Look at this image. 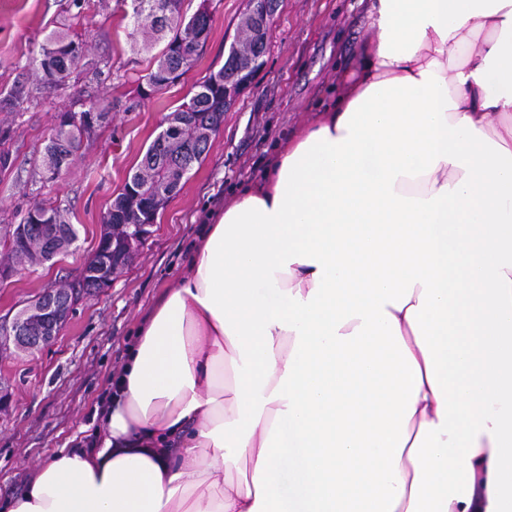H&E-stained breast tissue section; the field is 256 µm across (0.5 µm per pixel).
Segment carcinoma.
Wrapping results in <instances>:
<instances>
[{
    "label": "carcinoma",
    "mask_w": 512,
    "mask_h": 512,
    "mask_svg": "<svg viewBox=\"0 0 512 512\" xmlns=\"http://www.w3.org/2000/svg\"><path fill=\"white\" fill-rule=\"evenodd\" d=\"M121 4H130V18L134 27L148 25V43L162 42L164 47L154 57V68L146 75L151 91L175 82L185 75L197 60L211 33L213 17L198 11L191 15L183 12V0H118ZM70 46L73 52L64 51ZM83 58V43L76 35L53 33L42 45L39 66L43 72L44 83L60 87L68 85L78 72ZM224 81V68H219L200 84L195 86L187 103L179 104L175 111H188L186 128L202 121L213 127L218 134L224 124V96L214 86ZM183 152L171 154L168 140L157 136L148 146L138 166V170L153 172L154 180L145 188V192L174 195L180 188V179L184 178L194 165L201 162L208 152L211 141L195 139L187 131L182 133ZM81 147V138L75 128L64 122L55 124L54 133L44 148V155L55 160L56 172L66 168L73 155ZM181 169L179 179L170 181L168 170L170 163ZM147 217L146 212L127 207L116 213H108V224H140ZM20 223L30 237L41 239L45 245L63 242L72 244L77 240V231L58 206L37 203L21 218ZM69 293L83 294L87 297L98 293L96 277L78 276L66 285Z\"/></svg>",
    "instance_id": "obj_1"
}]
</instances>
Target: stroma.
<instances>
[{
    "label": "stroma",
    "mask_w": 512,
    "mask_h": 512,
    "mask_svg": "<svg viewBox=\"0 0 512 512\" xmlns=\"http://www.w3.org/2000/svg\"><path fill=\"white\" fill-rule=\"evenodd\" d=\"M213 26L185 78L151 97L143 75L158 46L134 29L117 0H0V228L37 203L66 209L78 230L71 252L0 285V317L44 286L72 279L96 248L113 198L160 130L164 113L224 63L247 0H210ZM367 0H283L263 69L224 114L211 147L157 216L153 234L109 288L81 302L57 342L35 354H0L11 402L0 413V506L60 450L98 439L95 414L110 392L141 320L184 273V256L206 214L239 184L259 180L276 142L313 123L340 93L350 60L371 31ZM81 34L76 79L44 84L36 66L51 33ZM95 104L103 123L83 139L63 176L42 177V152L58 113Z\"/></svg>",
    "instance_id": "1"
}]
</instances>
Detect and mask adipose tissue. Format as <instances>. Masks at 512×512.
I'll list each match as a JSON object with an SVG mask.
<instances>
[{
    "label": "adipose tissue",
    "mask_w": 512,
    "mask_h": 512,
    "mask_svg": "<svg viewBox=\"0 0 512 512\" xmlns=\"http://www.w3.org/2000/svg\"><path fill=\"white\" fill-rule=\"evenodd\" d=\"M8 512H512V0H372Z\"/></svg>",
    "instance_id": "1"
}]
</instances>
